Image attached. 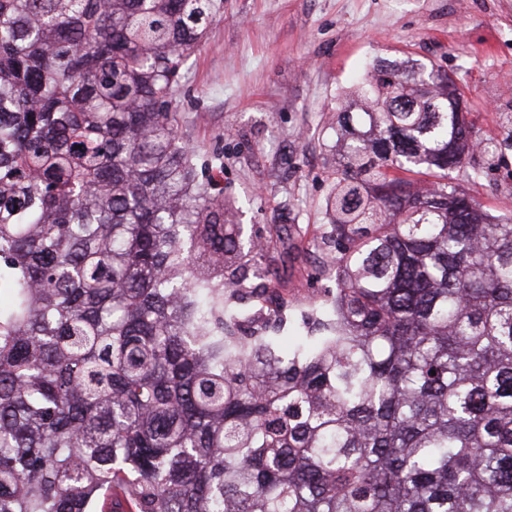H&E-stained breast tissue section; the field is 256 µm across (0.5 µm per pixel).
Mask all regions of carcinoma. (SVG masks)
I'll use <instances>...</instances> for the list:
<instances>
[{"instance_id":"1","label":"carcinoma","mask_w":512,"mask_h":512,"mask_svg":"<svg viewBox=\"0 0 512 512\" xmlns=\"http://www.w3.org/2000/svg\"><path fill=\"white\" fill-rule=\"evenodd\" d=\"M221 3L0 0V512H512V216L464 185L512 141L377 65L286 352L171 109Z\"/></svg>"}]
</instances>
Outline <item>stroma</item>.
I'll return each mask as SVG.
<instances>
[{"instance_id": "1", "label": "stroma", "mask_w": 512, "mask_h": 512, "mask_svg": "<svg viewBox=\"0 0 512 512\" xmlns=\"http://www.w3.org/2000/svg\"><path fill=\"white\" fill-rule=\"evenodd\" d=\"M441 65L464 93L477 138L502 139L512 115V0H224L181 69L172 108L200 178L230 199L231 224L258 240V262L236 272L273 288L290 315L336 288L327 227L336 120L369 63ZM474 162L468 193L512 215V150Z\"/></svg>"}]
</instances>
